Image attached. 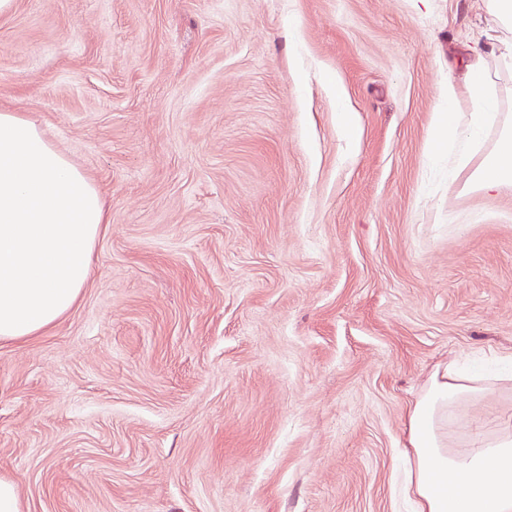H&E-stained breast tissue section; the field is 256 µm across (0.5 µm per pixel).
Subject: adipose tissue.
<instances>
[{
  "mask_svg": "<svg viewBox=\"0 0 512 512\" xmlns=\"http://www.w3.org/2000/svg\"><path fill=\"white\" fill-rule=\"evenodd\" d=\"M467 71L466 92L444 85L429 139L431 156L449 154L452 174L467 165L493 107L480 49H473ZM471 186L487 195L512 187L511 126L503 127ZM106 221L100 187L35 122L0 112V342L38 335L69 312L91 278ZM511 389L507 379L467 375L453 359L435 366L407 409L403 483L413 512H512V431L475 432L464 452L454 450L448 431L459 406Z\"/></svg>",
  "mask_w": 512,
  "mask_h": 512,
  "instance_id": "obj_1",
  "label": "adipose tissue"
}]
</instances>
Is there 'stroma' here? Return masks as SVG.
I'll list each match as a JSON object with an SVG mask.
<instances>
[{
	"label": "stroma",
	"mask_w": 512,
	"mask_h": 512,
	"mask_svg": "<svg viewBox=\"0 0 512 512\" xmlns=\"http://www.w3.org/2000/svg\"><path fill=\"white\" fill-rule=\"evenodd\" d=\"M487 0H16L0 112L105 190L75 306L0 343L24 512H411L406 408L438 362L512 374V122ZM486 53L469 168L427 156ZM355 113L356 140L340 114ZM512 426V396L458 409ZM471 187L484 194L512 187V127H503L493 152L472 175Z\"/></svg>",
	"instance_id": "obj_1"
}]
</instances>
